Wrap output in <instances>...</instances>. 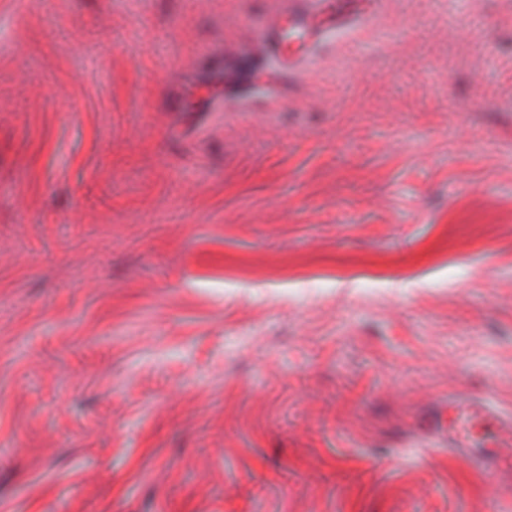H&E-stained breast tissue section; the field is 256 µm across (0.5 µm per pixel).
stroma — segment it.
<instances>
[{
  "label": "stroma",
  "instance_id": "obj_1",
  "mask_svg": "<svg viewBox=\"0 0 512 512\" xmlns=\"http://www.w3.org/2000/svg\"><path fill=\"white\" fill-rule=\"evenodd\" d=\"M280 7L0 0V512H512V9ZM289 3V7L259 26L249 45L253 55H269L280 61V81L288 76V71L310 59L317 45L331 44L341 32L374 23L373 14L336 15L333 0Z\"/></svg>",
  "mask_w": 512,
  "mask_h": 512
}]
</instances>
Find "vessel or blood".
Returning <instances> with one entry per match:
<instances>
[{
	"mask_svg": "<svg viewBox=\"0 0 512 512\" xmlns=\"http://www.w3.org/2000/svg\"><path fill=\"white\" fill-rule=\"evenodd\" d=\"M373 22L370 14L338 15L334 0H291L289 7L259 26L249 48L253 54L277 58L282 71L288 72L310 59L317 45Z\"/></svg>",
	"mask_w": 512,
	"mask_h": 512,
	"instance_id": "b4317fda",
	"label": "vessel or blood"
}]
</instances>
